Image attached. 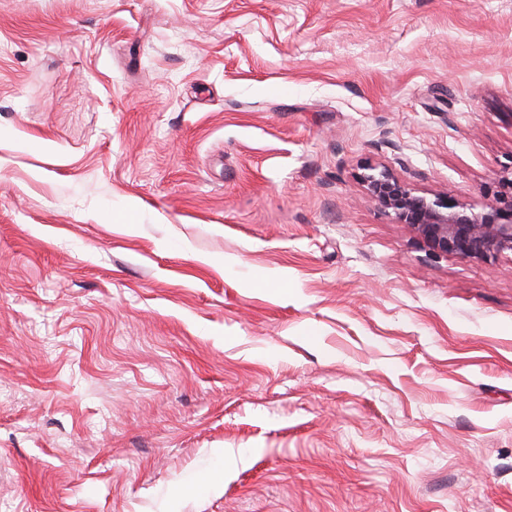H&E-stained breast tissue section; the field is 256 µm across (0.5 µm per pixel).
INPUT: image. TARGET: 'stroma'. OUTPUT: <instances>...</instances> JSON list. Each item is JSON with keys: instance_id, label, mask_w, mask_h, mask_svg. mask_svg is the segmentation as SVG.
<instances>
[{"instance_id": "35a3bbf8", "label": "stroma", "mask_w": 512, "mask_h": 512, "mask_svg": "<svg viewBox=\"0 0 512 512\" xmlns=\"http://www.w3.org/2000/svg\"><path fill=\"white\" fill-rule=\"evenodd\" d=\"M481 208L512 0H0V512H512ZM359 180L369 197L406 224L435 255L489 260L512 256V178H504L480 210L448 194L416 188L391 169L366 164Z\"/></svg>"}]
</instances>
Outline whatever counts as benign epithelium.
Here are the masks:
<instances>
[{"label": "benign epithelium", "instance_id": "7a95c632", "mask_svg": "<svg viewBox=\"0 0 512 512\" xmlns=\"http://www.w3.org/2000/svg\"><path fill=\"white\" fill-rule=\"evenodd\" d=\"M359 180L397 223L411 228L435 255L489 260L512 255V178L476 210L446 194L415 187L391 169L366 164Z\"/></svg>", "mask_w": 512, "mask_h": 512}]
</instances>
